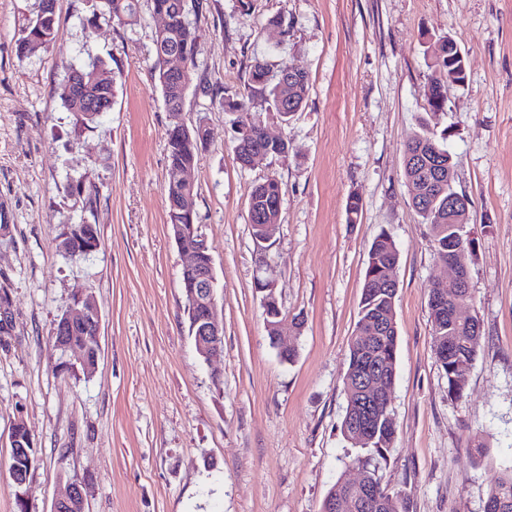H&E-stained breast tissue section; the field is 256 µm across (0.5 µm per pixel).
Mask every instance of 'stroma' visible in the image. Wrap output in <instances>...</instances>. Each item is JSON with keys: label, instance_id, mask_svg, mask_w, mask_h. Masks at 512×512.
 Wrapping results in <instances>:
<instances>
[{"label": "stroma", "instance_id": "obj_1", "mask_svg": "<svg viewBox=\"0 0 512 512\" xmlns=\"http://www.w3.org/2000/svg\"><path fill=\"white\" fill-rule=\"evenodd\" d=\"M35 0H0V512H52L66 480L81 481L85 512H321L357 453L340 430L343 377L368 250L388 230L401 255L396 301L394 437L376 476L407 512H485L512 469V0H200L192 21L197 69L186 124L209 136L189 173L197 222L221 297L224 350L196 351L180 288L181 257L167 222L169 114L150 75L159 24L143 0L138 25L94 22L93 0H56V44L29 58L16 43ZM285 25H270L271 17ZM450 35L464 85L430 112L427 59ZM102 59L109 111L94 122L66 111L72 68ZM307 72L308 99L289 122L255 98L287 157L249 167L234 153L228 95L249 67ZM427 123L447 133L454 187L473 202L471 266L482 338L466 392L448 393L432 347L428 290L448 278L404 177L407 141ZM282 184L280 226L257 243L249 193ZM93 184V201L63 189ZM362 209L349 221L346 204ZM97 225L102 246L68 259L59 236ZM271 281L282 339L268 336L257 279ZM100 317L93 374L61 370L51 332L80 295ZM294 349L293 362L280 348ZM23 420L37 461L24 487L9 476L10 430ZM483 445L484 455L474 454Z\"/></svg>", "mask_w": 512, "mask_h": 512}]
</instances>
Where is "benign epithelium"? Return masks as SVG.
Masks as SVG:
<instances>
[{"mask_svg":"<svg viewBox=\"0 0 512 512\" xmlns=\"http://www.w3.org/2000/svg\"><path fill=\"white\" fill-rule=\"evenodd\" d=\"M168 76L172 79L185 78L187 72L186 62L177 53L170 56L167 64ZM175 243L182 258V270L192 273L186 280V293L189 298V308L196 314L194 324L196 336L194 337L197 352L205 359L210 360L224 348V325L217 316L218 294L216 289V276L214 272L213 257L208 246L199 248L190 247L185 241L197 239L206 241L198 224H176ZM446 266L453 271V277L448 281L440 282L439 287L451 285L456 288L469 287L467 276L454 260H448ZM255 288L265 293L263 308L268 313L270 322L266 323L267 330L272 333L273 344L279 343V326L282 310L278 301L271 294L273 284L259 280ZM85 305L82 308H73L56 322L54 335L64 342L63 348L77 351V362L85 365L91 360L99 358L100 336H94V341L77 342L69 337L77 325H88L100 330V318L92 296L83 297ZM393 376L385 373L366 371L358 384L350 390L353 398L352 406L358 408V415L349 420L351 435L357 442L368 439L370 430L366 418L381 409L388 395ZM10 442L22 454H30L34 447L33 438L23 421L18 420L12 429ZM84 500L82 486L75 480L66 483L64 490L54 502L53 512L70 506L75 501Z\"/></svg>","mask_w":512,"mask_h":512,"instance_id":"benign-epithelium-1","label":"benign epithelium"}]
</instances>
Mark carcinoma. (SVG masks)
Returning a JSON list of instances; mask_svg holds the SVG:
<instances>
[{"label":"carcinoma","mask_w":512,"mask_h":512,"mask_svg":"<svg viewBox=\"0 0 512 512\" xmlns=\"http://www.w3.org/2000/svg\"><path fill=\"white\" fill-rule=\"evenodd\" d=\"M100 15L110 22L120 25H135L140 19L139 0H100ZM198 0H150L152 13L168 19V28L155 30L153 35L154 56L150 68L151 78L162 93L167 111L180 112L184 100L182 88L166 82L164 55L169 50L180 52L188 62L189 77H194L197 68V35L190 15L199 8ZM27 34L16 44V53L20 57H31L47 50L56 41V12L43 15L42 20L25 26ZM448 39L438 38L437 48L428 62L431 71L424 88L432 112H444L448 107V84L465 82L458 62L448 53ZM288 70L283 66L274 74L263 60L256 58L250 65L248 86L251 90L262 92L271 101L274 109H279L280 99L293 94L297 109H302L309 92V77L302 73L301 81L288 89L281 85L280 74ZM84 81L83 94L75 97L61 95L64 108L73 113L83 114V121L91 122L97 112L109 110L108 95L112 94L110 77L112 72L101 59H92L76 69ZM224 111L238 114L235 122V153L242 165L249 163V154L253 148L261 146L270 155L282 158L288 154L283 144L264 141L261 113L253 110L251 97L224 99ZM206 138L191 133L182 134L176 127L168 130L167 138V202L191 198L189 212L168 206L167 223H196L197 191L193 186L181 183L182 170L195 165L200 148ZM456 163L447 147L431 133L426 125L407 143L404 154V175L411 188L412 205L423 223L430 226L434 256L438 260L455 259L461 266L471 268L476 252V241L471 236L470 210L448 211V198L458 195L454 189ZM283 193L281 183L274 177H268L255 184L249 197V216L253 224H277L280 219ZM89 234L100 237L95 224H72L61 233L59 247L74 261L86 258L83 252L74 253L70 246L74 240ZM400 263V252L392 237L385 229L373 239L360 300V310L354 334L349 344V362L345 374L346 388L353 387L360 371L377 360L396 371L398 328L396 322L395 301L398 293V280L389 279L391 269ZM448 305L440 307L428 301L429 317L432 326V344L441 368L448 378V392L461 395L467 383L469 371L476 359L481 338V326L478 319L471 322H458L453 317V304L472 301V293L458 290L449 294ZM375 332V343L368 347L362 336L369 331ZM379 421L374 427V438L364 447L366 454L354 458L353 463L361 473L370 479V490L377 496L379 505L376 512H406V505L385 495L375 476V457H383L394 435L393 419L389 409H382ZM336 496L347 502L344 512H363L359 508V492L338 481L328 491L327 497ZM487 502L495 507V512H512V471L504 475L491 488Z\"/></svg>","instance_id":"1"}]
</instances>
